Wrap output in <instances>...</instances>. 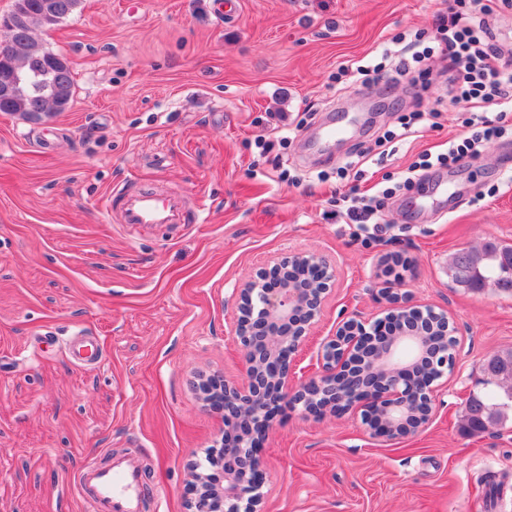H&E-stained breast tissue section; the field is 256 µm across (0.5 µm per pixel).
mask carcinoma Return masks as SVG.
<instances>
[{
  "label": "carcinoma",
  "mask_w": 512,
  "mask_h": 512,
  "mask_svg": "<svg viewBox=\"0 0 512 512\" xmlns=\"http://www.w3.org/2000/svg\"><path fill=\"white\" fill-rule=\"evenodd\" d=\"M47 0H28L29 32L11 45V63L20 76L13 97L0 101V112L28 116L33 111L64 112L75 95V77L68 59L47 49L37 39L46 30L43 15ZM512 265V245L487 240L479 247L461 249L448 260V278L472 292L492 288L512 295V278H500L499 269ZM483 388L472 394L466 406L465 426L470 432H485L512 421V348L491 355L483 366Z\"/></svg>",
  "instance_id": "obj_1"
}]
</instances>
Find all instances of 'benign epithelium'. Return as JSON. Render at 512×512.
<instances>
[{"label": "benign epithelium", "mask_w": 512, "mask_h": 512, "mask_svg": "<svg viewBox=\"0 0 512 512\" xmlns=\"http://www.w3.org/2000/svg\"><path fill=\"white\" fill-rule=\"evenodd\" d=\"M24 6L0 19L22 32ZM336 266L316 253L273 256L235 289L232 335L245 356L242 376H199L207 408L220 415V446L192 465L187 512H262L264 473L256 450L281 405L307 413H361L371 435L386 440L425 429L437 393L455 364L456 333L444 310L409 307L392 294V311L373 322H342L321 343L320 370L298 382L295 360L332 287ZM391 325L383 334L380 326Z\"/></svg>", "instance_id": "obj_1"}]
</instances>
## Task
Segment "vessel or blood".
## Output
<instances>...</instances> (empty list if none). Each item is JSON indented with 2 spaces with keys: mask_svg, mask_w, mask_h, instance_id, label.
<instances>
[{
  "mask_svg": "<svg viewBox=\"0 0 512 512\" xmlns=\"http://www.w3.org/2000/svg\"><path fill=\"white\" fill-rule=\"evenodd\" d=\"M120 212L122 223L131 225L189 221L179 199L153 190L126 193ZM79 485L92 497L98 512H141V473L130 459L115 457L104 466L89 464L79 477Z\"/></svg>",
  "mask_w": 512,
  "mask_h": 512,
  "instance_id": "vessel-or-blood-1",
  "label": "vessel or blood"
}]
</instances>
